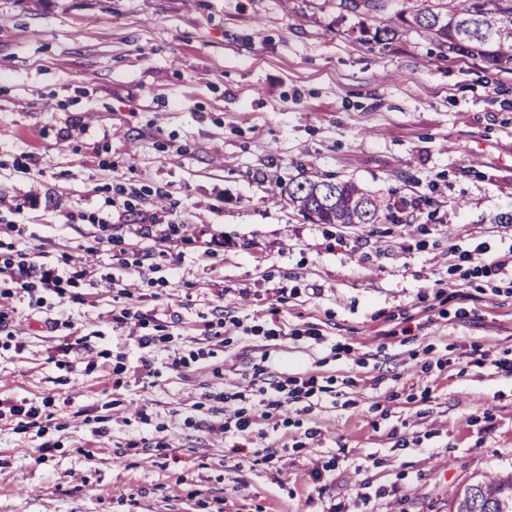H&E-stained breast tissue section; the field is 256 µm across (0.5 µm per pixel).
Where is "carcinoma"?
Here are the masks:
<instances>
[{
	"mask_svg": "<svg viewBox=\"0 0 512 512\" xmlns=\"http://www.w3.org/2000/svg\"><path fill=\"white\" fill-rule=\"evenodd\" d=\"M404 23L460 56L512 72V0H448L436 11H416ZM281 194L304 216L322 224H373L380 219L375 201L354 183L306 178L279 192L268 190L273 200ZM448 512H512V474L464 485Z\"/></svg>",
	"mask_w": 512,
	"mask_h": 512,
	"instance_id": "1",
	"label": "carcinoma"
}]
</instances>
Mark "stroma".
Masks as SVG:
<instances>
[{
  "instance_id": "1",
  "label": "stroma",
  "mask_w": 512,
  "mask_h": 512,
  "mask_svg": "<svg viewBox=\"0 0 512 512\" xmlns=\"http://www.w3.org/2000/svg\"><path fill=\"white\" fill-rule=\"evenodd\" d=\"M437 5L0 0V196L36 202L0 262L70 276L0 294V396L39 411L0 416V512H448L512 471V280L472 260L512 249V73L397 31ZM306 178L380 221L268 199ZM259 368L317 388L223 433ZM280 189L294 208L322 224H373L380 219L375 201L354 183L306 178ZM1 280L8 281L16 294L31 292L36 287L61 292L65 280V271L47 262L31 261L26 252H18L16 258L5 259L0 268Z\"/></svg>"
}]
</instances>
